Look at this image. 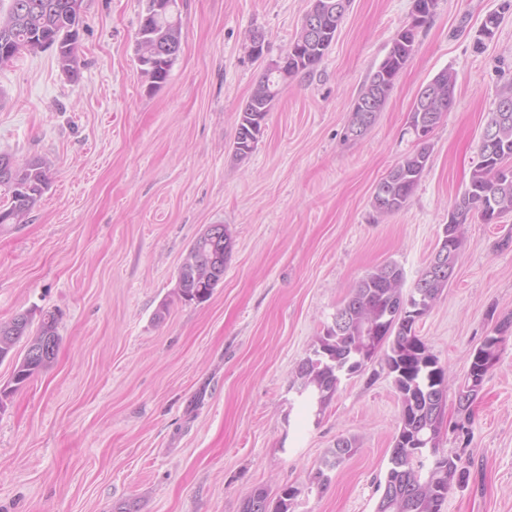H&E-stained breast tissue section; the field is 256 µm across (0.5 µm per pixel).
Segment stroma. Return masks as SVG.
I'll return each instance as SVG.
<instances>
[{
  "label": "stroma",
  "mask_w": 512,
  "mask_h": 512,
  "mask_svg": "<svg viewBox=\"0 0 512 512\" xmlns=\"http://www.w3.org/2000/svg\"><path fill=\"white\" fill-rule=\"evenodd\" d=\"M413 4L351 0L317 69L280 85L244 160L240 105L310 0H178L187 36L154 90L136 64L142 0H84L78 80L51 49L0 65V152L51 173L27 223L0 228V321L59 315L54 364L0 406V512H242L255 489L306 485L341 438L356 454L294 512H375L401 409L383 359L320 412L291 390L295 368L367 272L393 262L413 285L512 84L506 0H437L382 112L345 139ZM492 12L501 23L480 40ZM445 68L455 98L428 166L406 207L379 216L373 188L416 149L410 109ZM209 224L232 238L224 280L187 301L178 269ZM461 232L455 275L416 326L450 394L440 453L467 472L443 512H512V331L468 423L454 400L474 349L512 317V215Z\"/></svg>",
  "instance_id": "stroma-1"
}]
</instances>
